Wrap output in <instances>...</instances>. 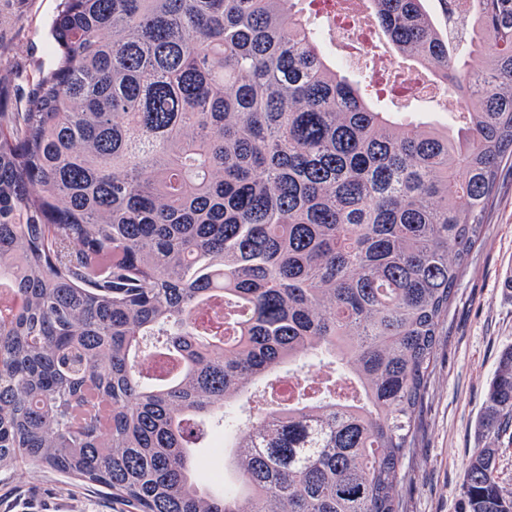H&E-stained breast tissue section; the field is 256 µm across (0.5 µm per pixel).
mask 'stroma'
Returning <instances> with one entry per match:
<instances>
[{"label":"stroma","instance_id":"35a3bbf8","mask_svg":"<svg viewBox=\"0 0 512 512\" xmlns=\"http://www.w3.org/2000/svg\"><path fill=\"white\" fill-rule=\"evenodd\" d=\"M58 0H0V85L8 112L56 65L49 27ZM512 346V171L503 170L482 240L474 247L441 328L424 397L418 446L398 493L404 512H461L465 466L482 442L476 422L501 352ZM0 512H121L94 486L20 462L0 469Z\"/></svg>","mask_w":512,"mask_h":512}]
</instances>
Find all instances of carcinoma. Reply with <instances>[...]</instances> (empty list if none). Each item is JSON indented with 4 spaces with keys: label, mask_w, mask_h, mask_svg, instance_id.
Instances as JSON below:
<instances>
[{
    "label": "carcinoma",
    "mask_w": 512,
    "mask_h": 512,
    "mask_svg": "<svg viewBox=\"0 0 512 512\" xmlns=\"http://www.w3.org/2000/svg\"><path fill=\"white\" fill-rule=\"evenodd\" d=\"M370 0L464 104L379 109L303 0H61L0 112V468L128 512H401L441 326L512 160V0ZM158 355L171 368L145 367ZM512 437V348L479 419ZM218 429L234 483L189 448ZM478 448L463 512H512ZM199 462L198 473L201 480L210 487L224 483V460L212 456L211 448H196Z\"/></svg>",
    "instance_id": "cac0c4a2"
}]
</instances>
